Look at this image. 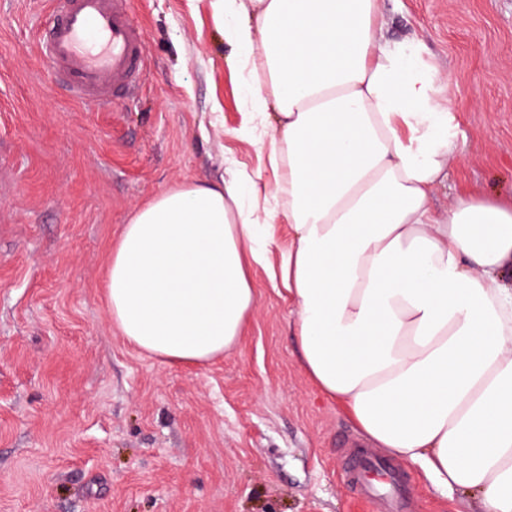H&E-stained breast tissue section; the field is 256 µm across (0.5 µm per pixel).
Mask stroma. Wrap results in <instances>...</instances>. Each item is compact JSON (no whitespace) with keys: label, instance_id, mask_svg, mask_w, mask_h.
I'll use <instances>...</instances> for the list:
<instances>
[{"label":"stroma","instance_id":"obj_1","mask_svg":"<svg viewBox=\"0 0 512 512\" xmlns=\"http://www.w3.org/2000/svg\"><path fill=\"white\" fill-rule=\"evenodd\" d=\"M150 73L89 112L37 56L39 0H0V512H378L344 475L366 446L301 370L268 271L235 349L204 365L141 353L105 297L134 212L236 168L270 178L249 70L211 0H131ZM386 38L446 76L464 165L432 204L512 188V0H384ZM414 512H481L391 458Z\"/></svg>","mask_w":512,"mask_h":512}]
</instances>
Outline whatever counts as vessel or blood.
Wrapping results in <instances>:
<instances>
[{
  "label": "vessel or blood",
  "mask_w": 512,
  "mask_h": 512,
  "mask_svg": "<svg viewBox=\"0 0 512 512\" xmlns=\"http://www.w3.org/2000/svg\"><path fill=\"white\" fill-rule=\"evenodd\" d=\"M50 20L35 50L61 89L88 110L136 92L148 74L149 53L130 0H46ZM348 482L382 512H412L404 489L373 453L347 449Z\"/></svg>",
  "instance_id": "obj_1"
}]
</instances>
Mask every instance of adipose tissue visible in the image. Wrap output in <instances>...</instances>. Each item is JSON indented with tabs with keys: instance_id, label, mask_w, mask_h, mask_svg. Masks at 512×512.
Here are the masks:
<instances>
[{
	"instance_id": "obj_1",
	"label": "adipose tissue",
	"mask_w": 512,
	"mask_h": 512,
	"mask_svg": "<svg viewBox=\"0 0 512 512\" xmlns=\"http://www.w3.org/2000/svg\"><path fill=\"white\" fill-rule=\"evenodd\" d=\"M229 61L261 60L249 116H273L275 182H184L113 246L112 324L201 364L236 346L276 225L302 371L364 437L437 487L512 512V194L434 188L462 161L450 85L385 40L380 0H212Z\"/></svg>"
}]
</instances>
